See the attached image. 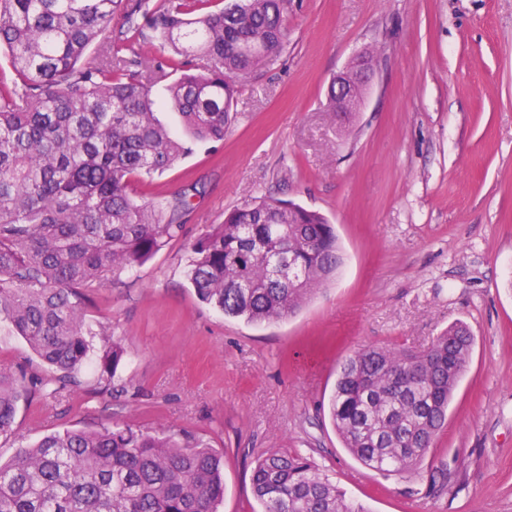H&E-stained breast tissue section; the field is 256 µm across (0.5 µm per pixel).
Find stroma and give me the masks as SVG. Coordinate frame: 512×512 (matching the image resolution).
Wrapping results in <instances>:
<instances>
[{
    "label": "stroma",
    "instance_id": "stroma-1",
    "mask_svg": "<svg viewBox=\"0 0 512 512\" xmlns=\"http://www.w3.org/2000/svg\"><path fill=\"white\" fill-rule=\"evenodd\" d=\"M288 45L239 84L223 142L133 182L138 202L191 190L185 231L94 289L89 317L127 351L109 389L94 366L61 397L19 401L0 459L63 429L169 427L224 457L218 512H255L250 474L299 452L372 512H512V0H291ZM362 109L325 111L362 50ZM273 197L324 214L343 265L294 316L252 325L202 303L192 243ZM474 338L448 421L418 469L384 476L343 448L321 404L365 345L420 349L448 325ZM47 376L0 324V367ZM450 474L432 487L434 471Z\"/></svg>",
    "mask_w": 512,
    "mask_h": 512
}]
</instances>
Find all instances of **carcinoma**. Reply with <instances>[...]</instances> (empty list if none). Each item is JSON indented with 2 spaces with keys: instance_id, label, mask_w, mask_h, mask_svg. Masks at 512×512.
Wrapping results in <instances>:
<instances>
[{
  "instance_id": "1",
  "label": "carcinoma",
  "mask_w": 512,
  "mask_h": 512,
  "mask_svg": "<svg viewBox=\"0 0 512 512\" xmlns=\"http://www.w3.org/2000/svg\"><path fill=\"white\" fill-rule=\"evenodd\" d=\"M0 0V320L65 390L93 350L87 292L147 261L182 231L181 196L137 203L136 180L171 170L198 143L219 142L238 85L278 61L289 0ZM131 24L101 52L90 46L118 12ZM142 13L159 54L134 52ZM203 57L207 66L195 67ZM180 72L154 94L165 70ZM181 118L182 134L157 116ZM199 299L248 324L288 319L340 263L321 213L270 199L227 213L191 245ZM473 337L448 326L420 351L363 346L339 365L328 407L343 447L382 474L415 469L448 417ZM125 355L103 350L98 383ZM34 391L26 372L0 368V435ZM261 512H369L301 454L270 451L251 475ZM224 462L201 439L129 425L64 430L0 463V512H217Z\"/></svg>"
}]
</instances>
